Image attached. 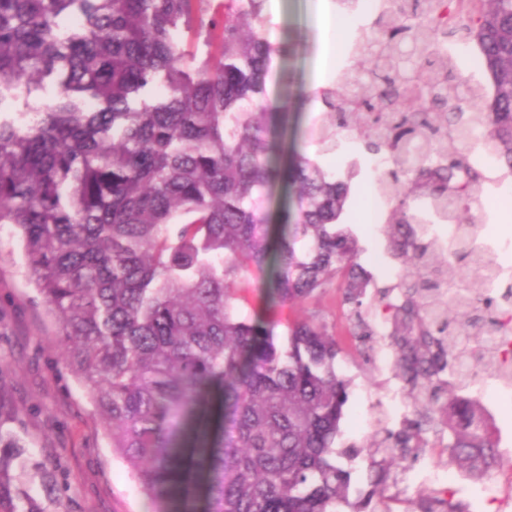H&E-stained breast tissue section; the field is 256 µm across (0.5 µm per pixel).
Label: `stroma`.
I'll return each mask as SVG.
<instances>
[{
    "label": "stroma",
    "mask_w": 512,
    "mask_h": 512,
    "mask_svg": "<svg viewBox=\"0 0 512 512\" xmlns=\"http://www.w3.org/2000/svg\"><path fill=\"white\" fill-rule=\"evenodd\" d=\"M317 0H268L272 40L287 44L296 67L295 78L312 92L332 84L338 72L352 65L351 45L356 38L370 35L375 16L366 17L342 10L336 0H326L335 15L337 28L327 32L316 15ZM321 103L304 106L288 117V141L304 150L327 170L335 172L350 186L349 200L341 221L357 235L359 262L371 273L377 290L398 284L400 271L391 260L375 262L385 252L383 231H372L373 222H385L386 213L371 218L363 213V200L373 188L369 154L361 141L344 142L338 152L323 151L316 141ZM481 223L494 227V246L506 275L512 276V202L478 212ZM261 275L251 272L239 278L235 311L241 318L272 320L278 342H286L288 326L303 316H317L335 332L345 354L337 368L350 381L349 400L342 422L343 443L361 446L362 452L349 460L352 487L366 488L372 462L388 459L389 449L375 447L383 430H396L402 416L390 415L385 394L397 387L394 370L380 368L379 352L384 345L375 339L363 347L352 335V325L342 310L338 288L322 290L300 306L268 311L257 297ZM502 406L494 423L501 436L503 463L486 481L449 480L448 456L440 446L441 436L427 434V446L417 459H407L388 469L387 493L392 512H414L420 496L449 499L464 504L469 512H496L491 490L503 498L512 497V385L502 386ZM0 403L15 418L9 429L26 450L28 469L20 487L42 506L44 512H154L155 505L114 456L92 406L78 382L61 359L52 318L41 295L29 284L21 239L13 225L0 224ZM51 471L54 491H46L40 469Z\"/></svg>",
    "instance_id": "stroma-1"
}]
</instances>
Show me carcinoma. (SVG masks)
Instances as JSON below:
<instances>
[{"label":"carcinoma","mask_w":512,"mask_h":512,"mask_svg":"<svg viewBox=\"0 0 512 512\" xmlns=\"http://www.w3.org/2000/svg\"><path fill=\"white\" fill-rule=\"evenodd\" d=\"M0 0V101L23 94V124L0 120V224H13L29 282L54 317L62 358L121 458L160 512H368L352 501L336 463L349 382L343 350L313 317L284 346L260 319L233 316L242 274H263L271 306L301 305L331 282L355 315L353 335L375 325L360 311L371 274L358 239L339 221L349 184L300 152L271 163L288 106L267 103L275 60L288 48L267 35L266 0ZM79 18L62 34L59 19ZM205 36L196 62L175 37ZM475 43L488 82L455 72L449 46ZM417 52L406 68L401 47ZM353 66L321 89L331 121L318 141L340 149L351 131L386 158L379 189L401 201L384 226L404 270L398 294L378 292L396 377L412 405L401 429L377 443L396 462L448 432V464L481 479L502 459L489 415L466 396L477 366L512 360L486 335L512 319V283L491 261L474 268L470 213L481 151L512 170V0H388L374 35L354 43ZM56 81L51 103L39 97ZM162 84L167 96L155 100ZM481 103L476 112L461 100ZM294 206L271 235L275 184ZM459 227L443 249L427 216ZM302 247H297V243ZM483 335L479 344L470 337ZM0 406V512H41L19 492L22 445ZM418 512H465L423 497Z\"/></svg>","instance_id":"1"}]
</instances>
